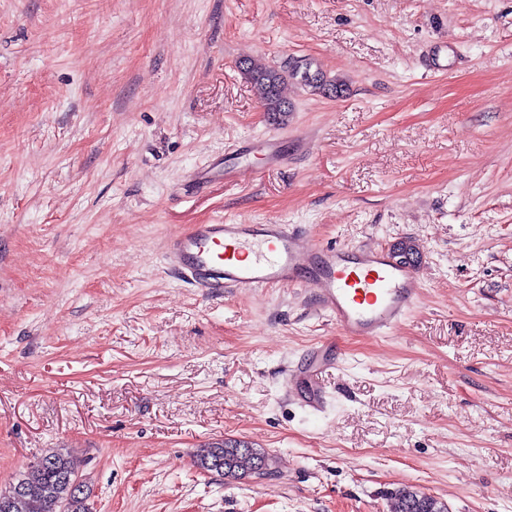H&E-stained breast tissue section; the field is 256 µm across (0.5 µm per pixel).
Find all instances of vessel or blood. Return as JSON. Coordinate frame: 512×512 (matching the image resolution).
<instances>
[{
	"label": "vessel or blood",
	"instance_id": "vessel-or-blood-1",
	"mask_svg": "<svg viewBox=\"0 0 512 512\" xmlns=\"http://www.w3.org/2000/svg\"><path fill=\"white\" fill-rule=\"evenodd\" d=\"M165 249L205 292L296 283L314 288L347 336H384L408 316L423 288L418 268L384 249L320 244L287 224H193L169 237ZM328 367L320 349L309 371L287 379L289 395L311 412L327 404L319 376Z\"/></svg>",
	"mask_w": 512,
	"mask_h": 512
}]
</instances>
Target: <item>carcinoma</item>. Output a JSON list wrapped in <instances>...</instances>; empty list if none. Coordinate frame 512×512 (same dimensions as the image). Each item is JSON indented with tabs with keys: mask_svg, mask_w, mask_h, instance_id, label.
Returning <instances> with one entry per match:
<instances>
[{
	"mask_svg": "<svg viewBox=\"0 0 512 512\" xmlns=\"http://www.w3.org/2000/svg\"><path fill=\"white\" fill-rule=\"evenodd\" d=\"M265 112L273 120H281L292 111V105L282 95L285 82L300 79L312 92L340 97L345 82L329 78L322 70L296 71L264 67L251 61L241 63ZM269 461L262 450L241 440L213 443L197 450L194 465L204 473L222 478L248 476L258 465ZM88 487L76 472L69 456L51 451L19 474L9 490H0V512H89L86 505ZM392 512H447V504L416 490L403 488L395 492Z\"/></svg>",
	"mask_w": 512,
	"mask_h": 512,
	"instance_id": "obj_1",
	"label": "carcinoma"
}]
</instances>
